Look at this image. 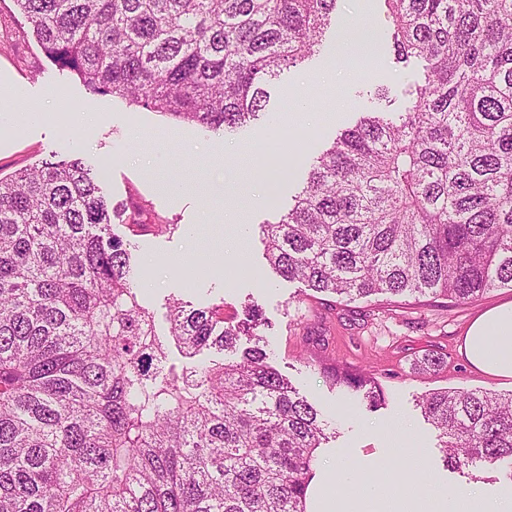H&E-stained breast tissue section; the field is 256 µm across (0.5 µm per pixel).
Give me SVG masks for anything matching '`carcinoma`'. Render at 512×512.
Segmentation results:
<instances>
[{
  "label": "carcinoma",
  "mask_w": 512,
  "mask_h": 512,
  "mask_svg": "<svg viewBox=\"0 0 512 512\" xmlns=\"http://www.w3.org/2000/svg\"><path fill=\"white\" fill-rule=\"evenodd\" d=\"M45 57L90 91L213 133L265 115L266 86L320 52L338 0H12ZM398 63L426 62L405 112H366L261 226L269 267L348 301L466 304L512 288V0H383ZM76 155L0 177V512H306L331 423L267 362L257 305L138 296L129 242ZM234 360L177 366L227 351ZM384 403L375 377L322 366ZM419 404L454 469L512 481V394Z\"/></svg>",
  "instance_id": "carcinoma-1"
}]
</instances>
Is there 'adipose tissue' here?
<instances>
[{
    "label": "adipose tissue",
    "mask_w": 512,
    "mask_h": 512,
    "mask_svg": "<svg viewBox=\"0 0 512 512\" xmlns=\"http://www.w3.org/2000/svg\"><path fill=\"white\" fill-rule=\"evenodd\" d=\"M460 351L472 366L512 377V301L478 315L467 328Z\"/></svg>",
    "instance_id": "obj_1"
}]
</instances>
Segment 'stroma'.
I'll return each instance as SVG.
<instances>
[{
    "label": "stroma",
    "instance_id": "obj_1",
    "mask_svg": "<svg viewBox=\"0 0 512 512\" xmlns=\"http://www.w3.org/2000/svg\"><path fill=\"white\" fill-rule=\"evenodd\" d=\"M337 16L341 27L327 36L320 56L285 69L268 85L271 114L224 135L91 93L45 58L35 38L0 48V84L23 87L25 106L42 110L26 130L0 126V174L78 154L102 166V187L113 205L140 202L149 220L167 221V230L130 238L140 298L158 331H166L176 299L196 307L220 303L228 316L251 302L262 307L269 364L336 428L317 451L310 498L328 495V481L344 470L364 476L393 461L402 480L388 481L378 500L365 487L344 488L342 512H414L419 501L433 512L435 493L446 490L488 499L510 495L512 481L498 473L472 480L445 468L439 432L418 400L441 388L512 394V378L476 370L459 351L473 319L512 301V288L458 306L381 295L349 302L282 280L266 266L261 226L287 209L312 158L360 112L405 111L410 89L423 78L419 59L397 64L379 52L367 72L345 60L347 48L384 28L382 0H339ZM87 110L96 112V121L79 123ZM240 183L266 191L260 204L238 197L239 222L247 226L242 237L225 219V188ZM235 249L244 253V268L224 263ZM428 353L443 357L442 366L415 370ZM336 360L372 373L385 395L382 406L368 411L359 396L332 387L320 366Z\"/></svg>",
    "mask_w": 512,
    "mask_h": 512
}]
</instances>
